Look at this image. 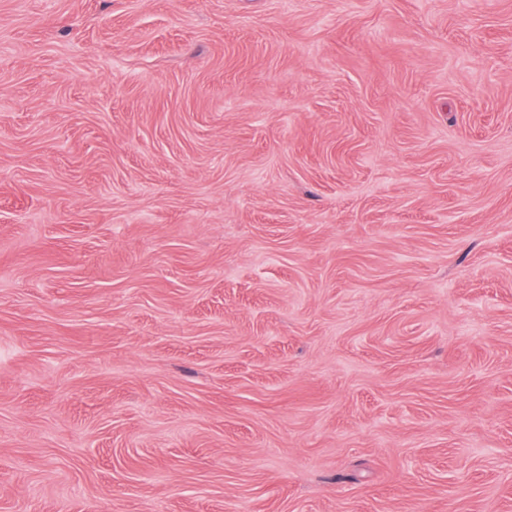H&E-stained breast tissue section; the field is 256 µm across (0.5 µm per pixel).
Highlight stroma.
Returning <instances> with one entry per match:
<instances>
[{
	"mask_svg": "<svg viewBox=\"0 0 512 512\" xmlns=\"http://www.w3.org/2000/svg\"><path fill=\"white\" fill-rule=\"evenodd\" d=\"M0 512H512V0H0Z\"/></svg>",
	"mask_w": 512,
	"mask_h": 512,
	"instance_id": "35a3bbf8",
	"label": "stroma"
}]
</instances>
